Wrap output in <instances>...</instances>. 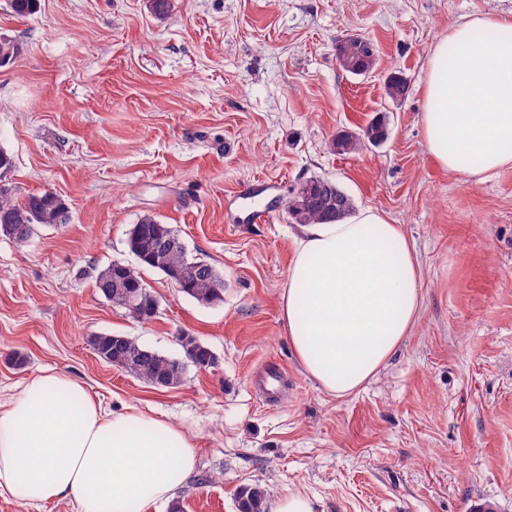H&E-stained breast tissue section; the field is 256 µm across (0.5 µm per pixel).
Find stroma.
Returning <instances> with one entry per match:
<instances>
[{"instance_id": "1", "label": "stroma", "mask_w": 512, "mask_h": 512, "mask_svg": "<svg viewBox=\"0 0 512 512\" xmlns=\"http://www.w3.org/2000/svg\"><path fill=\"white\" fill-rule=\"evenodd\" d=\"M488 14L512 18V0H172L165 17L151 0H40L23 20L0 0V31L24 46L0 67L9 181L55 193L70 216L23 244L0 236V401L52 368L107 409L180 426L197 449L184 512H237L245 485L270 502L307 494L315 512H512V164L483 182L444 171L420 123L432 46ZM353 34L378 46L370 74L338 63ZM394 74L409 85L399 102L385 94ZM380 111L384 142L334 152L338 132ZM312 177L402 225L422 267L410 336L344 398L303 372L281 319L299 231L284 200ZM265 209L270 222L247 220ZM146 214L218 269L222 301L151 270V320L97 292L85 269L136 265L127 232ZM183 331L218 364L172 389L87 344L121 333L176 356Z\"/></svg>"}]
</instances>
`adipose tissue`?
I'll use <instances>...</instances> for the list:
<instances>
[{
	"mask_svg": "<svg viewBox=\"0 0 512 512\" xmlns=\"http://www.w3.org/2000/svg\"><path fill=\"white\" fill-rule=\"evenodd\" d=\"M421 114L433 160L485 177L512 163V19L451 25L432 49ZM421 266L400 225L370 209L306 224L281 296L304 372L345 397L361 389L416 324ZM196 446L138 409L114 414L63 372L0 403V493L33 505L73 499L78 512H145L193 472Z\"/></svg>",
	"mask_w": 512,
	"mask_h": 512,
	"instance_id": "ef3b65f1",
	"label": "adipose tissue"
}]
</instances>
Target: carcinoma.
Segmentation results:
<instances>
[{
	"instance_id": "1",
	"label": "carcinoma",
	"mask_w": 512,
	"mask_h": 512,
	"mask_svg": "<svg viewBox=\"0 0 512 512\" xmlns=\"http://www.w3.org/2000/svg\"><path fill=\"white\" fill-rule=\"evenodd\" d=\"M40 0H7L10 12L16 18H26L36 13ZM22 53L21 44L13 37H0V66L14 62ZM337 60L348 73L361 69L367 73L374 70L377 57L364 53L362 44L351 38L342 40L337 46ZM387 96L394 100L406 97L408 85L400 76L390 77L385 85ZM387 116L379 112L359 133L343 131L336 135L332 147L338 154H358L367 145L387 139ZM14 168L12 156L0 149V235L23 244L28 242L39 226H55L69 221L68 212L61 200L50 192L28 193L19 198L14 188L6 183ZM351 197L335 182L318 179V183L305 193L289 190L286 209L297 224H322L338 222L353 211ZM127 246L141 266L158 271L169 281H177L181 293L202 304L222 300L224 278L210 263L188 257L182 238L170 225L159 222L152 215L143 216L128 232ZM115 263L103 267H92L87 276L98 290L108 288V302L123 306L125 294L136 296L137 311L133 316L139 320H151L157 315L158 301L146 287L141 270L125 265L124 287H112ZM182 350L179 357L159 354L126 336L122 350H113L112 334L99 333L87 340L91 351L100 360L110 364L142 383L154 387L156 378L164 381V388H175L184 381L187 367L195 362L206 363L212 358L208 346L198 337L183 332L177 336ZM239 512H264V491L257 486H242L236 494Z\"/></svg>"
}]
</instances>
